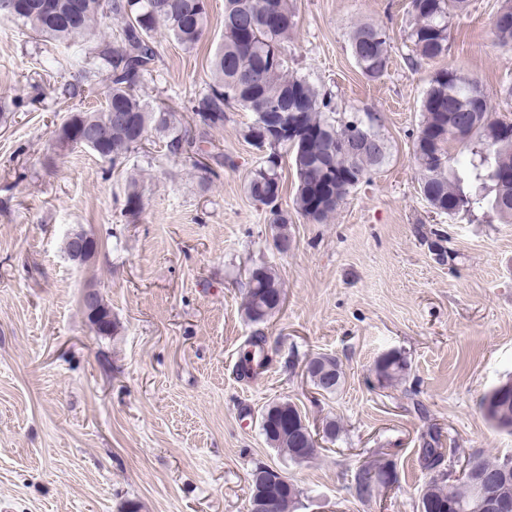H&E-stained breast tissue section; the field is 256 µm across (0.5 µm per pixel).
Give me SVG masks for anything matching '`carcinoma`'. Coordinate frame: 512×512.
<instances>
[{"label":"carcinoma","instance_id":"obj_1","mask_svg":"<svg viewBox=\"0 0 512 512\" xmlns=\"http://www.w3.org/2000/svg\"><path fill=\"white\" fill-rule=\"evenodd\" d=\"M0 0V18L19 22L35 36L57 47L70 49L76 39L96 37L102 18L121 22L119 45L112 37H97L95 45L81 54L54 59L70 74L87 95L107 82L105 100L92 109L80 110L81 121L97 145L109 153L94 154L117 165L140 149L155 134L165 140L174 156L194 153L207 141L210 131L224 127L225 107L235 105L255 114L267 104L288 95L300 94L298 130L281 137L266 132L253 121L242 131L252 146L265 148L266 156L249 179L250 197L268 207L276 233L274 247L290 245L288 224L292 220L281 211L280 179L277 173L280 151L289 152L297 178L294 198L296 214L315 223L328 220L340 203L385 161L387 145L379 130V119L364 115L335 113L332 96L288 70V39L296 28L291 0H224V34L210 59L211 83L208 91L191 107L192 121L199 137L177 121L176 113L164 104L150 105L138 95V88L153 71L159 56L156 34L164 29L168 37L186 50L195 48L203 37L208 13L202 0H52L53 12L29 7L10 15ZM468 0H410L409 39L414 46L411 65L443 57L448 51L449 20L466 11ZM498 41L512 47V0L504 5L495 21ZM350 51L356 65L369 79L384 75L390 61V36L375 23H361L350 34ZM413 160L418 171L419 189L429 207L443 215H473L487 208L505 223H512V186L502 185L497 176L512 172V122L492 112L481 83L450 66L436 72L421 101V120L413 140ZM284 295L273 268L260 265L246 284L243 310L247 320L260 325L267 321L271 301ZM99 318L92 321L99 333L112 332V310L100 294H95ZM265 336L252 337V354L247 365L259 371L266 366L263 355ZM313 365L330 364L332 375L311 379L321 392L334 394L340 388L343 372L336 358L318 354ZM408 370L407 361L387 353L376 361L378 379L391 384ZM480 408L495 428L512 435V379L487 392ZM306 416L290 400L271 402L262 414L261 430L267 444L285 452L294 462H306L318 453L310 440ZM438 438H423L421 462L430 469L443 457ZM477 468L498 471L512 468V457L469 459ZM393 469L388 462L360 465L354 475L358 499L368 500L386 483ZM252 488L262 487L273 499L272 512H291L299 497L298 488L287 478L281 480L270 466H258ZM471 512L474 488L463 481L447 489L435 482L422 490L419 512H448V498Z\"/></svg>","mask_w":512,"mask_h":512}]
</instances>
